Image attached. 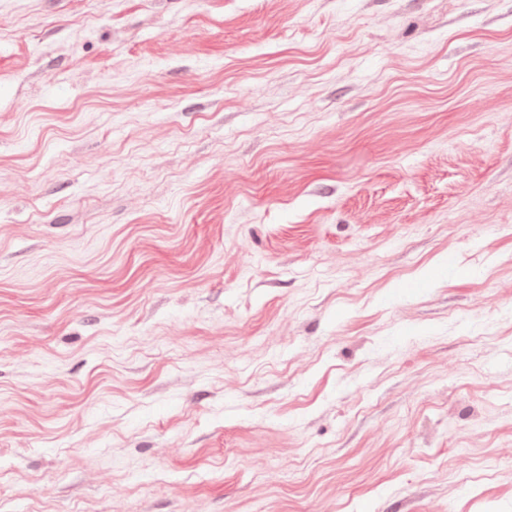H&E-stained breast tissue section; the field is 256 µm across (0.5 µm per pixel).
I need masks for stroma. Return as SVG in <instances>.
<instances>
[{"mask_svg":"<svg viewBox=\"0 0 512 512\" xmlns=\"http://www.w3.org/2000/svg\"><path fill=\"white\" fill-rule=\"evenodd\" d=\"M0 512H512V0H0Z\"/></svg>","mask_w":512,"mask_h":512,"instance_id":"1","label":"stroma"}]
</instances>
